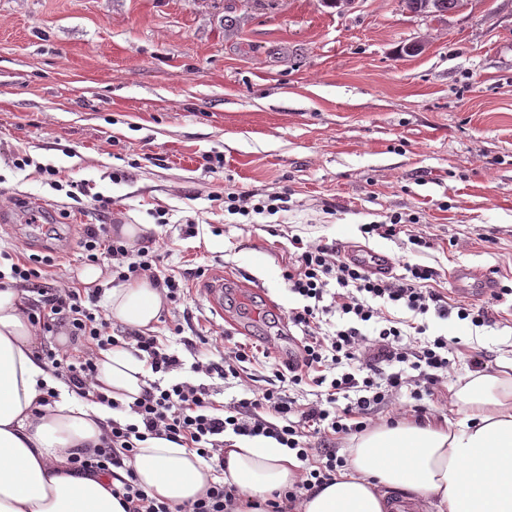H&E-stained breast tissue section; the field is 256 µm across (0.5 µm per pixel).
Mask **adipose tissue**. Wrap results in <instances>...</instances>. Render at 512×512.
Instances as JSON below:
<instances>
[{
  "mask_svg": "<svg viewBox=\"0 0 512 512\" xmlns=\"http://www.w3.org/2000/svg\"><path fill=\"white\" fill-rule=\"evenodd\" d=\"M164 299L140 280L111 289L112 321L151 331ZM40 338L21 293L0 288V512H124L116 480L70 468L79 448L99 447L113 412L71 393L38 354ZM96 381L123 404L141 395L149 371L130 351L100 352ZM504 375L470 374L454 393L460 417L444 427L396 424L356 439L347 471L303 501L302 512H416L439 503L446 512H512V359ZM58 392L40 406L46 389ZM225 483L244 499L264 501L294 480L292 451L275 440L227 434ZM134 475L172 507L190 504L212 479L202 459L163 438L141 442Z\"/></svg>",
  "mask_w": 512,
  "mask_h": 512,
  "instance_id": "ef3b65f1",
  "label": "adipose tissue"
}]
</instances>
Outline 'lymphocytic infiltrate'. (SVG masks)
<instances>
[{
	"mask_svg": "<svg viewBox=\"0 0 512 512\" xmlns=\"http://www.w3.org/2000/svg\"><path fill=\"white\" fill-rule=\"evenodd\" d=\"M224 208L243 216L273 215L287 210L288 195L281 192L257 200L246 191L230 193L224 197ZM291 243L295 252L284 279L296 303L287 314L301 339L292 359L273 362L276 386L245 385V398L220 408L206 384L183 381L163 387L150 383L130 406L137 423L111 421L101 447L72 457L74 470L129 469L138 442L163 437L195 451L217 474L216 481L184 512H233L239 490L219 479L224 472V434L263 436L294 451L299 462L296 481L269 501L270 512H296L302 500L330 484L346 466L334 447L337 439L373 427L376 410L404 391L413 405L396 409L393 420L410 415L423 420L430 409L422 399L447 389L454 354L468 358L472 368H482L481 355L465 348L459 338L426 339V324L414 321L415 316L432 313L441 319L467 320L476 327L490 323L487 306L450 304L447 296L431 287L432 267L408 262L404 274L378 279L346 262L335 246L298 236ZM80 246L87 262L108 265L118 281L146 279L163 290L167 301H180L184 288L162 271L152 242L133 246L111 234L107 225L88 224ZM42 278L41 260L35 256L15 257L9 272L0 271L1 285L39 293L40 306L28 317L40 336L62 329L72 342L85 345L80 355L50 348L41 354L80 398L107 401L94 386L96 359L99 351L118 345L130 348L153 373L180 368L179 356L158 336L136 330L113 335L111 319L97 304V291L84 294L68 285L46 288ZM329 317L336 320L330 330L324 327ZM194 354L195 372L225 379L239 377L242 364L251 361L254 351L244 343L225 348L224 330L218 327L199 337ZM301 385L321 388L323 398L298 403L287 390Z\"/></svg>",
	"mask_w": 512,
	"mask_h": 512,
	"instance_id": "obj_1",
	"label": "lymphocytic infiltrate"
}]
</instances>
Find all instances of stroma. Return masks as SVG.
Instances as JSON below:
<instances>
[{
  "label": "stroma",
  "instance_id": "1",
  "mask_svg": "<svg viewBox=\"0 0 512 512\" xmlns=\"http://www.w3.org/2000/svg\"><path fill=\"white\" fill-rule=\"evenodd\" d=\"M411 43L421 52L406 54ZM13 151L33 166L15 169ZM39 163L89 195L51 189ZM283 190L287 210L250 224L217 200ZM95 193L111 197L109 216ZM0 206L12 212L0 252L53 258L52 285L77 282L82 225H148L188 290L154 325L185 362L181 380L185 340L216 325L287 355L295 235L385 252L398 275L419 236V261L452 300L456 266L510 279L512 0L440 20L401 0H0ZM395 213L419 221L392 239L361 232ZM492 316L475 328L431 315L427 333L460 338L493 374L512 359V296Z\"/></svg>",
  "mask_w": 512,
  "mask_h": 512
}]
</instances>
